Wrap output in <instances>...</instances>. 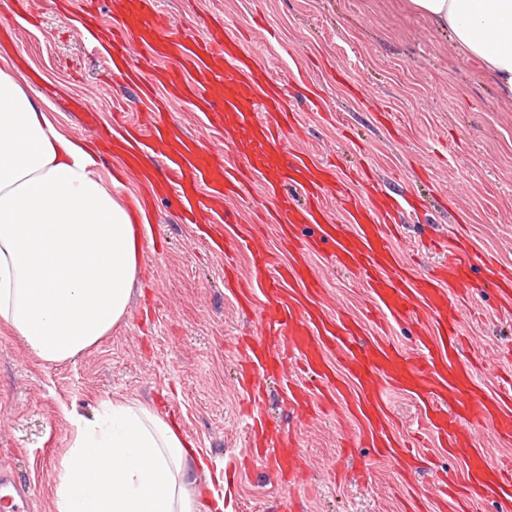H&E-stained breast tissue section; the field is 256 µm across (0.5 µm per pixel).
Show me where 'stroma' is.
Returning a JSON list of instances; mask_svg holds the SVG:
<instances>
[{"label": "stroma", "mask_w": 512, "mask_h": 512, "mask_svg": "<svg viewBox=\"0 0 512 512\" xmlns=\"http://www.w3.org/2000/svg\"><path fill=\"white\" fill-rule=\"evenodd\" d=\"M10 2L0 0V52L16 59L23 87L50 105L67 133L93 147L102 178L121 184L122 200L139 195L137 178L98 139L128 87L109 77V61L75 34L52 0H39L31 17L14 15ZM162 8L178 22L223 15L230 29L248 30V49L286 79L287 92L302 77L316 88L321 107L297 104L303 128L289 138V150L315 162L335 156L340 179L355 195L366 194L352 179L363 163L388 192L417 196L394 243L413 275L441 258L413 251L431 237L449 244L463 237L469 253L512 267V100L406 0H162ZM83 98L95 102L94 114L75 110ZM376 103L385 118L375 119ZM334 112L342 123L327 121ZM146 211L128 314L109 336L74 360L47 364L0 327V466L29 489L35 512H52L74 418L127 399L175 423L209 452L211 467L240 465L226 488L229 512H431L438 475L460 468L462 457L430 447V464L408 476L393 459L358 448L349 460L355 481L339 483L332 467L357 424L336 415L297 425L309 466L293 492L275 465H249L239 418L249 397L236 382L237 341L252 333L256 313L225 288L224 263L209 253L201 225L179 223L173 200L162 194ZM312 264L326 284V314L363 316L370 299L361 283L328 256H314ZM483 313L467 323L461 357L482 350L477 376L491 395L500 387L498 372L512 368V319L491 296ZM408 479L421 496L406 507L398 489Z\"/></svg>", "instance_id": "obj_1"}]
</instances>
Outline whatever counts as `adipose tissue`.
<instances>
[{
  "instance_id": "adipose-tissue-1",
  "label": "adipose tissue",
  "mask_w": 512,
  "mask_h": 512,
  "mask_svg": "<svg viewBox=\"0 0 512 512\" xmlns=\"http://www.w3.org/2000/svg\"><path fill=\"white\" fill-rule=\"evenodd\" d=\"M481 60L512 98V0H410ZM83 146L0 65V323L42 361L75 359L128 313L142 257L138 218ZM200 449L133 400L82 418L52 512H224V477L196 490Z\"/></svg>"
}]
</instances>
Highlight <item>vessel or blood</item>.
Wrapping results in <instances>:
<instances>
[{
  "label": "vessel or blood",
  "instance_id": "vessel-or-blood-1",
  "mask_svg": "<svg viewBox=\"0 0 512 512\" xmlns=\"http://www.w3.org/2000/svg\"><path fill=\"white\" fill-rule=\"evenodd\" d=\"M75 22L82 35L99 34L113 73L148 103L137 120L127 119L123 103L112 116L119 129L112 144L123 162L138 159L146 147L161 161L159 171H138L139 181L172 194L182 223L210 224L219 216L228 224L246 223L244 213L225 203L255 197L257 220L280 229L289 256L284 263L254 236L234 246L210 243L212 254L224 261L225 288L236 292L242 305H251L254 290L264 296L253 339L240 345V385L251 390L260 378L275 376L301 417L343 409L359 423V445L394 459L412 451L394 430L387 393L408 391L421 402L440 447L466 457L463 478H442L443 500L452 502L455 512H468L473 495L488 491L498 512H512V461L490 460L472 432L478 425L511 440L512 393L482 398L471 364L458 360L466 296L494 295L512 315V269L485 257H465L455 246L427 274L411 278L393 248L398 214L407 205L404 195L368 205L347 191L335 164H312L289 151L286 137L299 132L298 113L281 80L221 19L207 22L205 35L198 36L190 25L165 17L160 0H126L122 15L103 34L94 0H84ZM170 98L186 99L207 113L222 148L178 137L166 104ZM230 147L241 150L244 167L233 166L226 153ZM332 204L345 223L330 218ZM323 253L363 284L380 329L400 322L416 327V352L406 354L383 341L365 345L357 319L325 315V283L310 273L313 256ZM246 417L252 464L273 461L285 488H292L306 467L296 431L253 411ZM0 512H33L23 489L5 477Z\"/></svg>",
  "mask_w": 512,
  "mask_h": 512
}]
</instances>
